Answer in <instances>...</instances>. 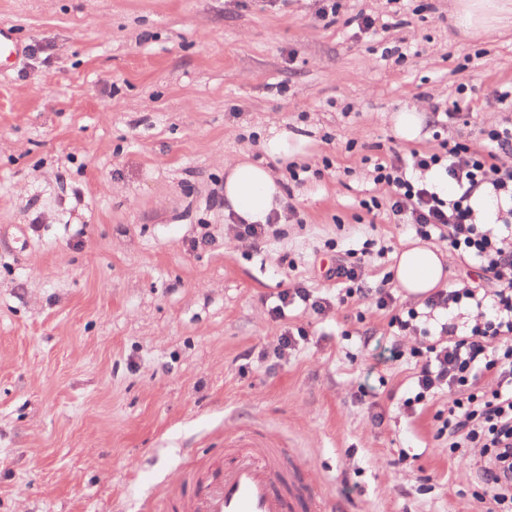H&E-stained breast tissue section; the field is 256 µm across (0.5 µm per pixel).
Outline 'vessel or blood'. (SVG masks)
<instances>
[{"mask_svg": "<svg viewBox=\"0 0 512 512\" xmlns=\"http://www.w3.org/2000/svg\"><path fill=\"white\" fill-rule=\"evenodd\" d=\"M315 506L300 456L242 432L225 436L223 456L168 500L170 512H313Z\"/></svg>", "mask_w": 512, "mask_h": 512, "instance_id": "b4317fda", "label": "vessel or blood"}]
</instances>
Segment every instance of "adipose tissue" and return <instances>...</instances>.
Returning <instances> with one entry per match:
<instances>
[{"label":"adipose tissue","mask_w":512,"mask_h":512,"mask_svg":"<svg viewBox=\"0 0 512 512\" xmlns=\"http://www.w3.org/2000/svg\"><path fill=\"white\" fill-rule=\"evenodd\" d=\"M512 14V0H454L453 15L463 33L500 24ZM284 194L268 167L240 161L224 169V211L249 224L265 223ZM444 254L418 242L403 250L395 267V279L408 297L419 299L446 281Z\"/></svg>","instance_id":"obj_1"}]
</instances>
